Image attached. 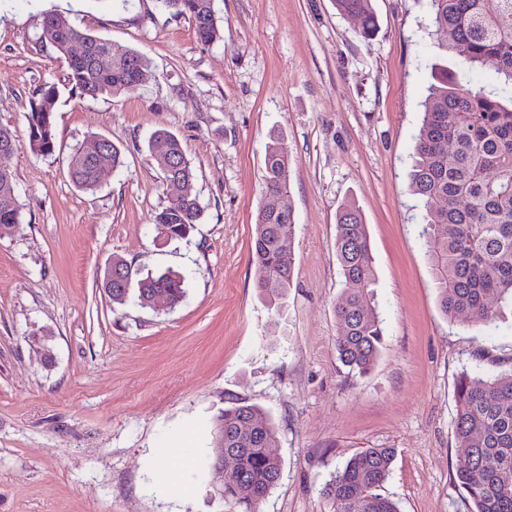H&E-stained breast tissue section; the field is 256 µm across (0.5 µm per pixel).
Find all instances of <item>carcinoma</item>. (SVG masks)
<instances>
[{
  "instance_id": "cac0c4a2",
  "label": "carcinoma",
  "mask_w": 512,
  "mask_h": 512,
  "mask_svg": "<svg viewBox=\"0 0 512 512\" xmlns=\"http://www.w3.org/2000/svg\"><path fill=\"white\" fill-rule=\"evenodd\" d=\"M214 2L159 0L171 14L191 19L203 44L221 38ZM334 2L340 13L361 20L363 38L373 36L377 20L371 0ZM497 3L489 11L485 0H430L431 23L439 48L465 47L463 66H487L512 82V0ZM39 39L65 57L70 91L81 98L118 97L137 87L134 73L145 57L133 48L88 33L58 13L44 15ZM74 42L85 47L79 60L70 55ZM432 79L422 102L410 178L411 191L425 209L423 237L438 304L451 320L465 314L492 323L501 309L512 307V107L484 87L448 74L445 66L433 67ZM56 97L55 86L49 85L29 102L27 133L37 157L55 148ZM14 151V132L0 126V224L21 222L11 174ZM147 151L164 179L182 185L155 213L153 224L168 240L183 238L204 212L191 162L179 137L162 128L150 136ZM265 168L264 193H288V146L283 138L270 136ZM67 174L82 190H93L99 182L96 161L80 145L69 156ZM294 232L292 211L260 206L252 258L259 272L258 295L269 306L278 304L290 288ZM335 246L344 278L336 303V352L349 373L362 376L379 357L383 328L370 299L375 271L368 225L352 205L337 215ZM109 286L112 303L119 305L132 298L145 307L159 291L176 307L186 295L183 274L170 269L144 273L119 256L104 274L102 288ZM455 402V437L470 449L455 472L472 505L467 512H512V369L489 378L461 373ZM274 429L256 404L234 402L217 417L214 441L222 439L225 449L236 452L239 481L224 484L223 494L238 512H255L257 500L250 495L266 494L280 478V460L266 448ZM394 457L393 448H363L352 455L324 488L330 512H399L382 492Z\"/></svg>"
}]
</instances>
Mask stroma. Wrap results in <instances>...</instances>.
Here are the masks:
<instances>
[{
    "label": "stroma",
    "instance_id": "stroma-1",
    "mask_svg": "<svg viewBox=\"0 0 512 512\" xmlns=\"http://www.w3.org/2000/svg\"><path fill=\"white\" fill-rule=\"evenodd\" d=\"M378 30L333 0H216L221 40L158 0H0V125L22 222L0 230V512H234L215 489L213 428L225 406L261 405L276 433L280 478L257 512H329L323 490L362 448H391L384 492L400 512H467L455 479L461 372L512 368V317L485 325L440 311L421 211L409 183L438 49L428 0H372ZM55 12L140 51L147 76L118 98L72 94L67 63L38 34ZM58 88L55 150L34 156L25 113ZM175 133L205 206L167 240L152 219L171 194L147 154ZM288 144L294 275L267 306L256 290L255 217L270 132ZM103 135L123 167L93 191L69 182L74 145ZM355 204L368 226L384 330L379 359L348 375L336 353L344 287L336 215ZM186 278L175 309L111 302L113 256ZM192 435L193 492L162 491L158 455Z\"/></svg>",
    "mask_w": 512,
    "mask_h": 512
}]
</instances>
